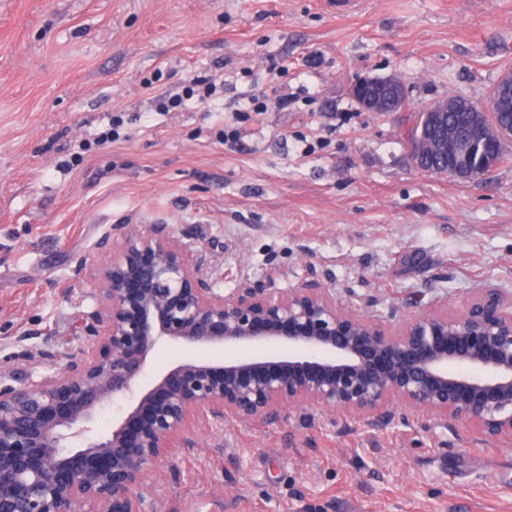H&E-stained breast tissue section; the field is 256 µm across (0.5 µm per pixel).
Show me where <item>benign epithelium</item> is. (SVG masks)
I'll return each instance as SVG.
<instances>
[{"label": "benign epithelium", "instance_id": "7a95c632", "mask_svg": "<svg viewBox=\"0 0 512 512\" xmlns=\"http://www.w3.org/2000/svg\"><path fill=\"white\" fill-rule=\"evenodd\" d=\"M499 98L508 104L512 71ZM350 95L364 112H403L398 75H366ZM437 101L404 128L425 171L427 154L451 156L448 174L474 178L478 142L501 144L512 130L476 126L463 140H432ZM96 273V306L82 324L88 348L39 352L49 370L0 372V512H153L147 492L172 439L198 413L216 422L268 421L288 408L340 410L374 425L393 403L433 412L440 425L476 427L512 443V294L479 289L459 313L431 310L400 323L359 314L312 272L289 289L239 280L229 293L204 273L205 250L182 244L168 224H119ZM222 348L220 363L180 358L142 382L152 354ZM112 405V431L90 440L94 418Z\"/></svg>", "mask_w": 512, "mask_h": 512}]
</instances>
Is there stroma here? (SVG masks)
I'll list each match as a JSON object with an SVG mask.
<instances>
[{"mask_svg": "<svg viewBox=\"0 0 512 512\" xmlns=\"http://www.w3.org/2000/svg\"><path fill=\"white\" fill-rule=\"evenodd\" d=\"M507 70L512 0H0V365L83 345L117 224L172 225L224 291L315 270L338 302L395 322L512 292V163L419 170L405 112L349 94L396 73L406 112L451 94L484 106ZM204 73L223 97L159 107ZM252 95L264 110L238 121ZM189 435L156 512H512V447L428 411L199 416Z\"/></svg>", "mask_w": 512, "mask_h": 512, "instance_id": "obj_1", "label": "stroma"}]
</instances>
